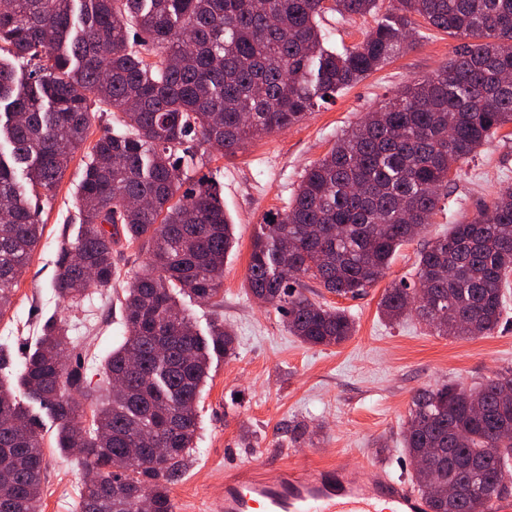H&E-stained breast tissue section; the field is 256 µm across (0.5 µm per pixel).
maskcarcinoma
<instances>
[{
  "instance_id": "1",
  "label": "carcinoma",
  "mask_w": 512,
  "mask_h": 512,
  "mask_svg": "<svg viewBox=\"0 0 512 512\" xmlns=\"http://www.w3.org/2000/svg\"><path fill=\"white\" fill-rule=\"evenodd\" d=\"M379 0H0V43L39 60L26 78L0 61V311L12 304L43 225L28 192L50 193L92 125L88 95L122 114L104 130L78 185L77 234L60 249L56 295L80 308L109 288L112 232L145 257L125 289L126 335L106 356V401L86 413L90 382L69 368L74 348L51 316L15 370L17 385L58 422L57 445L92 469L75 512H173L169 485L195 448L197 401L211 354L236 337L217 323L200 336L174 290L202 303L221 294L233 223L216 190L191 182L196 144L226 156L303 121L398 54L419 24L462 43L441 72L403 85L344 132L306 171L288 206L253 241L248 289L283 310L309 346L341 345L346 310L317 303L301 279L357 297L430 223L453 167L512 124V0H391L360 43L323 45L317 17L378 13ZM512 274V186L417 253L415 280L385 289L390 322L415 316L437 336H489ZM422 390L402 434L411 483L430 512H487L512 492V367L476 387ZM123 469L114 471L116 462ZM44 438L0 377V512H40ZM453 493H448V489Z\"/></svg>"
}]
</instances>
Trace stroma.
Masks as SVG:
<instances>
[{
    "mask_svg": "<svg viewBox=\"0 0 512 512\" xmlns=\"http://www.w3.org/2000/svg\"><path fill=\"white\" fill-rule=\"evenodd\" d=\"M325 45L336 51L361 42L373 16L347 20L329 12L318 20ZM458 41L446 32L423 28L412 45L355 86L320 103L298 125L253 141L234 156H213L193 178L216 183L224 209L233 219L237 244L224 261L223 292L216 306L181 294L177 301L201 335L224 321L237 338V354L214 356L198 402L196 447L182 476L170 486L174 512H216L224 496L225 472L244 466L275 477L283 464L316 468L344 462L364 477L380 472L410 480L411 460L401 448L402 431L415 392L441 384L472 388L512 367V287L492 335L470 339L435 336L416 318L392 324L379 302L392 282L410 280L419 242L399 249L385 278L357 297H339L306 280L310 299L346 309L355 333L339 346L311 347L291 335L280 311L260 303L247 287L255 234L266 215L293 199L306 168L323 157L336 139L365 113L378 109L407 81L441 71ZM85 150L71 158L52 197L32 198L43 220V236L14 288L10 307L0 311V345L21 360L51 315L66 319L75 340L70 366H82L92 409L106 388L101 361L124 334V289L142 261L135 247L117 238L111 288L93 292L82 309L71 311L53 290L62 244L79 227L75 191ZM512 184V125L463 165L442 190L446 206L425 234L432 240L452 225L491 204L500 188ZM44 434L41 512H74L87 477L82 456L57 448L56 423L33 406ZM307 424L310 436L293 441L290 426Z\"/></svg>",
    "mask_w": 512,
    "mask_h": 512,
    "instance_id": "1",
    "label": "stroma"
}]
</instances>
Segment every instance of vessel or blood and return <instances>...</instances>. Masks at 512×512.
<instances>
[{
    "mask_svg": "<svg viewBox=\"0 0 512 512\" xmlns=\"http://www.w3.org/2000/svg\"><path fill=\"white\" fill-rule=\"evenodd\" d=\"M221 512H429L427 501L403 480L364 479L344 464L322 468L283 465L276 480L243 470L224 479Z\"/></svg>",
    "mask_w": 512,
    "mask_h": 512,
    "instance_id": "b4317fda",
    "label": "vessel or blood"
}]
</instances>
